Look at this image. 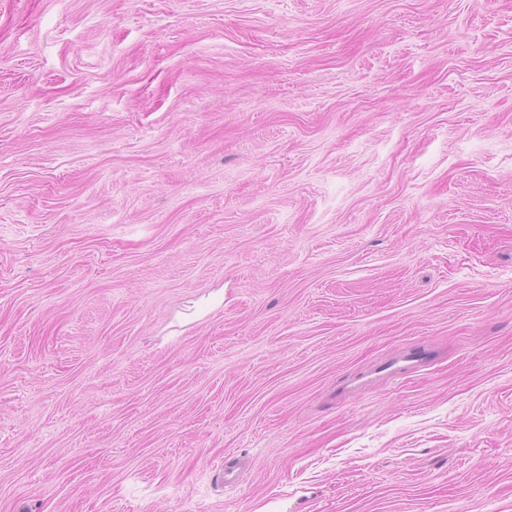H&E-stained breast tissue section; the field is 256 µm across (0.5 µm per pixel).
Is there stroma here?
I'll return each mask as SVG.
<instances>
[{
  "instance_id": "1",
  "label": "stroma",
  "mask_w": 512,
  "mask_h": 512,
  "mask_svg": "<svg viewBox=\"0 0 512 512\" xmlns=\"http://www.w3.org/2000/svg\"><path fill=\"white\" fill-rule=\"evenodd\" d=\"M268 503L512 512V0H0V512Z\"/></svg>"
}]
</instances>
